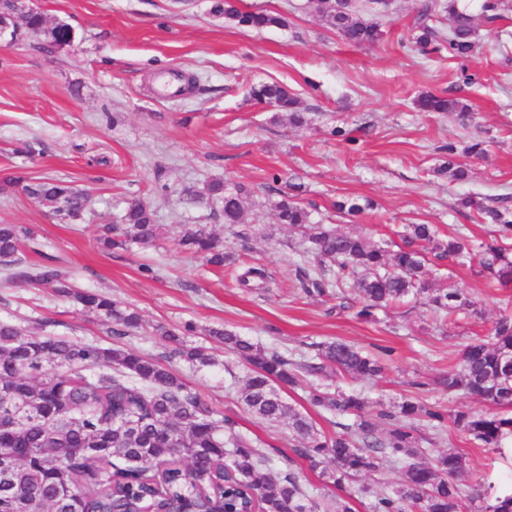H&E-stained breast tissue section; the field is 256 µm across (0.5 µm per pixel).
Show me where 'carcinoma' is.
<instances>
[{"label": "carcinoma", "instance_id": "carcinoma-1", "mask_svg": "<svg viewBox=\"0 0 512 512\" xmlns=\"http://www.w3.org/2000/svg\"><path fill=\"white\" fill-rule=\"evenodd\" d=\"M369 13L336 8V0H316L321 20L354 46H369L381 36L372 14L385 10L384 0H368ZM214 12L240 27L263 29L284 25V19L267 12L244 11L237 0H216ZM448 33L422 23L416 44L430 54L442 49L467 59L474 49V15L448 0ZM25 29L42 36L52 47L63 43L58 26H45L41 14L23 12ZM249 96L288 114L295 125L305 122L300 102L284 85L260 84ZM424 112H457L470 117L467 105L442 96L421 97ZM448 178L462 180L467 168L458 149L448 143ZM29 196L50 207L62 221L81 218L86 197L63 180L36 178L16 168L6 178ZM186 199L207 198L217 206L215 215L234 226L242 223L249 192L229 189L224 181L208 182L202 191H184ZM461 206L474 208L486 224L495 227L494 241L472 245L461 236L443 241L429 224H410L402 244L391 251L365 234L346 233L315 224L301 203L286 195L275 202L279 223L301 235L307 260L297 269L299 288L307 296H324L351 288L357 296V315L369 319L411 293L427 292L426 265L448 261L465 264L478 260L480 272L506 286L512 282V208L488 206L472 197ZM163 234L154 211L139 200L129 203L123 223L106 229L103 245L124 249L130 244L153 245ZM30 230L20 224H0V264L12 268L13 282L45 285L72 297L86 313L94 314L109 332L127 336L141 326L139 313L110 297L74 289L65 273L52 265H34L21 258L23 240ZM179 245L206 264L223 269L234 263V253L202 224H184ZM249 288L257 280L267 285L260 267H248L236 277ZM427 305L437 319L474 302L456 290L435 292ZM160 332L165 355L146 357L121 348L65 337L43 336L0 321V422L10 429L0 436V512H159L177 503L185 512L203 500L214 512H321L322 504L292 469L294 459L320 470L324 483L341 488L362 474L375 471L381 458L402 464L401 479L392 491L378 493L360 486L370 499L369 512H461V476L471 470L467 456L443 453L429 460L410 424L424 421L439 432L447 422L494 448L512 438V417L458 411L448 416L442 409L419 399L406 400L390 410L372 415L367 401L354 392L316 387L308 394L314 407L352 419L342 431L327 436L314 422L289 405L282 395L286 386L299 385L307 376L340 372L354 379H373L382 371L379 360L356 347L341 343H311L313 355L294 361L226 329L208 334L242 357L250 374L240 391V402L268 423L288 421L296 436L294 458L285 469L272 473L271 458L242 435L237 421L217 415L197 394L187 389L169 367L173 360L192 366L215 363L185 336ZM440 384L465 398H478L501 408H512V315H503L491 335L465 345L458 363ZM482 512H512V496L486 498Z\"/></svg>", "mask_w": 512, "mask_h": 512}]
</instances>
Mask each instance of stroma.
Wrapping results in <instances>:
<instances>
[{
    "mask_svg": "<svg viewBox=\"0 0 512 512\" xmlns=\"http://www.w3.org/2000/svg\"><path fill=\"white\" fill-rule=\"evenodd\" d=\"M448 0H391L378 15V42L354 47L323 23L311 0H239L247 11H271L285 26L261 31L235 26L215 14V0H35L48 22L69 24L72 45L49 47L19 31L0 46V224H22L33 237L23 255L51 262L82 290L109 295L136 310L141 328L128 336L107 335L94 315L71 298L33 284H6L0 266V321L48 336L103 347H122L161 357L158 327L179 331L194 324L190 345L216 363H173L187 388L218 413L233 416L239 431L264 449L289 452L287 422L271 424L247 412L239 392L249 373L238 354L211 339L224 328L265 348L297 359L311 342L343 341L379 355L375 380L329 378L331 388L363 393L371 411L422 398L445 412H490L476 399L449 395L438 378L459 360L464 345L490 334L495 321L512 314V285H490L475 268L455 267L430 278L431 288H455L476 304L444 318L435 330L420 295L357 317L340 305L353 298L309 297L296 279L301 237L278 223L271 203L295 192L316 222L374 242H395L409 224H431L440 237L463 235L492 241L491 225L474 209H461L463 195L512 208V0L500 20L488 23L482 0H466L475 20V51L467 63L447 53L425 55L414 43L415 20L427 10L430 26H450ZM475 73L467 84L462 70ZM192 80L179 97L157 91L161 75ZM277 82L298 96L304 126L248 98L250 86ZM433 93L467 104L468 121L448 112L419 111V96ZM483 141L484 156L465 157L470 178L450 181L442 166L445 147ZM39 142L41 156L28 158L26 143ZM17 167L36 177L70 181L88 199L82 223L62 224L49 208L7 183ZM166 171L156 182L157 168ZM220 179L250 190L243 222L255 227L239 246L233 227L206 204H186L183 190H203ZM358 199L365 210L350 215L335 204ZM156 213L166 233L155 245L106 251L102 225L119 223L131 200ZM204 224L225 246L239 247L236 270L261 267L269 287L244 288L231 274L184 252L178 231ZM465 454L473 468L461 481L468 512H480L483 495H512V443L485 448L455 427L432 436L427 457ZM301 484L320 496L325 512L336 498L368 512L359 486L387 490L399 478L393 463L334 488L320 472L297 461Z\"/></svg>",
    "mask_w": 512,
    "mask_h": 512,
    "instance_id": "stroma-1",
    "label": "stroma"
}]
</instances>
